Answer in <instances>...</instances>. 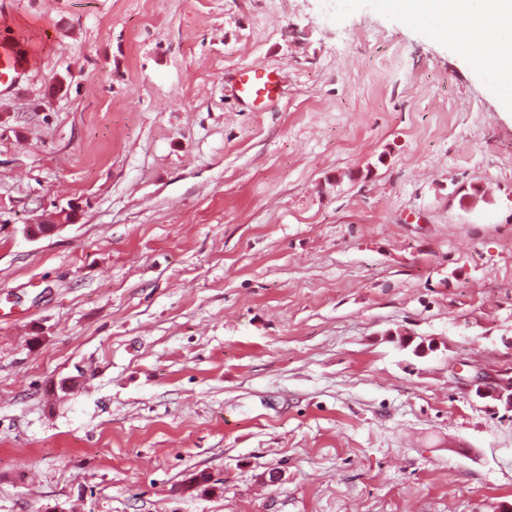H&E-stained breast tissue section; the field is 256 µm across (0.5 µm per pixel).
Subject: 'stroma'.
<instances>
[{
	"label": "stroma",
	"mask_w": 512,
	"mask_h": 512,
	"mask_svg": "<svg viewBox=\"0 0 512 512\" xmlns=\"http://www.w3.org/2000/svg\"><path fill=\"white\" fill-rule=\"evenodd\" d=\"M2 40L0 512L512 504L493 74L379 0H0ZM275 75L273 71L260 66L241 72L236 86L237 96L252 105L270 100L278 90L279 80ZM76 217L75 211L72 208H60L58 211L51 214V219L48 223L43 224H30L25 228V234L33 239L51 234L59 226L63 224H70ZM470 391L475 397L491 402L494 407H502L506 412H512V375L511 371H501L492 380L476 376Z\"/></svg>",
	"instance_id": "obj_1"
}]
</instances>
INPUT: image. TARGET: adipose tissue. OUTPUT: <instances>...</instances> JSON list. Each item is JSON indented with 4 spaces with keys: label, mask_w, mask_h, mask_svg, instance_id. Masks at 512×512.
<instances>
[{
    "label": "adipose tissue",
    "mask_w": 512,
    "mask_h": 512,
    "mask_svg": "<svg viewBox=\"0 0 512 512\" xmlns=\"http://www.w3.org/2000/svg\"><path fill=\"white\" fill-rule=\"evenodd\" d=\"M383 7L424 20L434 36L462 48L472 70L495 71L492 94L512 111V0H384Z\"/></svg>",
    "instance_id": "1"
}]
</instances>
